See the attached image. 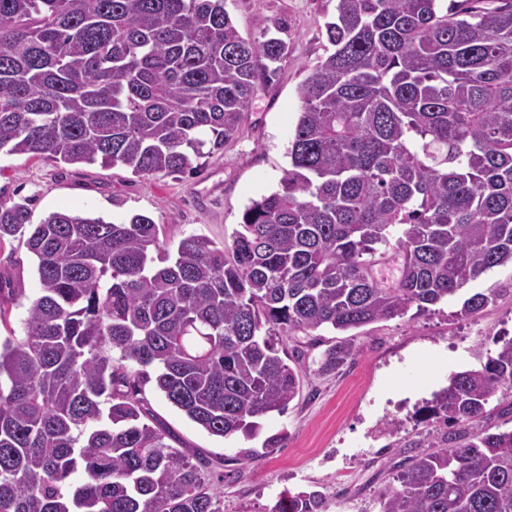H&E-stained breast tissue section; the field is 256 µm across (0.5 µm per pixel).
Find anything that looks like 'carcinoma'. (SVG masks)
<instances>
[{
	"label": "carcinoma",
	"mask_w": 512,
	"mask_h": 512,
	"mask_svg": "<svg viewBox=\"0 0 512 512\" xmlns=\"http://www.w3.org/2000/svg\"><path fill=\"white\" fill-rule=\"evenodd\" d=\"M336 0L333 50L300 89L280 188L231 242L0 202L41 295L0 341V512H221L224 474L150 418L154 382L209 434L250 436L299 374L286 344L426 313L512 263V0ZM288 44L245 39L224 0H0V151L179 176L224 149ZM494 294L464 298L459 315ZM449 376L382 512H512V338ZM330 346L319 372L353 359ZM83 470L79 485L66 484ZM270 512H328L319 491ZM507 399L510 400V398ZM507 399H503L499 396L495 397L489 402L487 406V410H491L492 412L490 417H488L487 422L488 425L492 426L491 431L493 432L497 430H510L512 428V414L501 415V410H505V413L508 412V402H504Z\"/></svg>",
	"instance_id": "obj_1"
}]
</instances>
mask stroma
Wrapping results in <instances>:
<instances>
[{
    "label": "stroma",
    "instance_id": "obj_1",
    "mask_svg": "<svg viewBox=\"0 0 512 512\" xmlns=\"http://www.w3.org/2000/svg\"><path fill=\"white\" fill-rule=\"evenodd\" d=\"M336 0H224L242 36L277 32L288 57L272 78H258L249 116L223 150L202 158L198 173L178 178H141L123 166L67 165L27 155L0 154V201H31V221L52 211H72L120 222L140 213L159 224L169 251L181 239L203 235L230 242L251 200L275 191L289 164L288 148L301 108L299 90L331 46L325 25ZM0 271L22 290L0 295L6 319L0 336L18 335L30 302L40 294L36 263L23 241L0 245ZM496 292L483 311L460 316L463 296ZM512 338V264L495 268L465 286L462 296L435 313L368 324L354 330L358 355L329 375L315 362L340 341L330 330L289 341L290 364L300 390L283 414L261 418L255 438L215 437L146 385L154 422L177 447L224 466L223 512H270L283 491L317 489L329 496L328 512H381L379 492L393 483L420 446L440 443L442 418L422 408L450 374L479 367L497 337ZM287 438L266 449L265 438ZM257 450L246 465L236 456Z\"/></svg>",
    "mask_w": 512,
    "mask_h": 512
}]
</instances>
